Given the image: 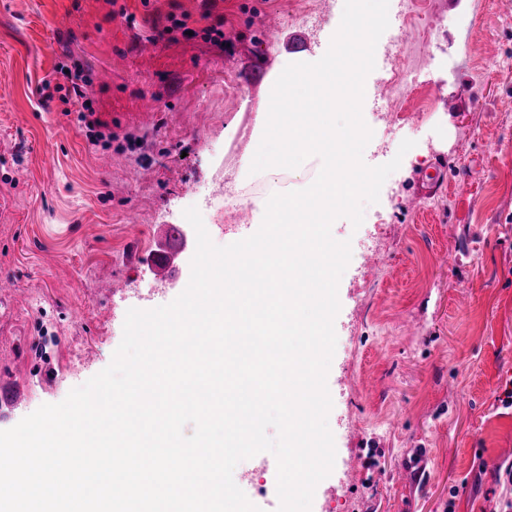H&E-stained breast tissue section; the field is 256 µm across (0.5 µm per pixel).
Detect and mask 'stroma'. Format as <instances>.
I'll return each instance as SVG.
<instances>
[{
    "mask_svg": "<svg viewBox=\"0 0 512 512\" xmlns=\"http://www.w3.org/2000/svg\"><path fill=\"white\" fill-rule=\"evenodd\" d=\"M415 2L413 20L395 9L389 27H404L420 77L387 120L383 90L364 97L363 160L415 145L362 225L331 229L352 255L327 376L336 459L311 512H493L512 500L499 472L512 463V0ZM303 10L313 23H299ZM342 12L338 0H0V278L18 290L0 296V386L26 378L0 430L107 367L129 308L182 292L145 263L162 225L228 190L251 209L312 183L316 156L301 177L251 173L255 117L293 61L289 33L303 30L304 59L317 61ZM173 17L184 28L168 31ZM210 27L238 30V44ZM258 58L269 72L252 88L244 72ZM75 60L91 73L83 96L41 102L42 81ZM86 99L103 124L95 141L76 120ZM443 155L464 189L419 200ZM115 278L124 288L103 291Z\"/></svg>",
    "mask_w": 512,
    "mask_h": 512,
    "instance_id": "obj_1",
    "label": "stroma"
}]
</instances>
